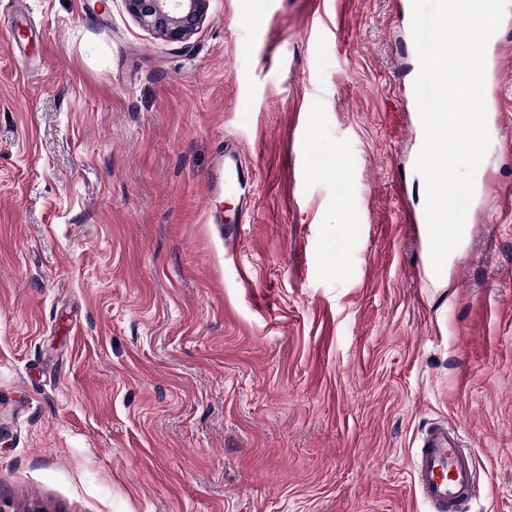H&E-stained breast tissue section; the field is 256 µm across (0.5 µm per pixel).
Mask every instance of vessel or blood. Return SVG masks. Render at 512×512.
I'll return each mask as SVG.
<instances>
[{"label": "vessel or blood", "mask_w": 512, "mask_h": 512, "mask_svg": "<svg viewBox=\"0 0 512 512\" xmlns=\"http://www.w3.org/2000/svg\"><path fill=\"white\" fill-rule=\"evenodd\" d=\"M413 461V481L429 512H462L478 495L474 455L461 447L457 431L445 423L421 436Z\"/></svg>", "instance_id": "obj_1"}]
</instances>
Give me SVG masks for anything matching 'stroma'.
I'll return each instance as SVG.
<instances>
[{"label": "stroma", "mask_w": 512, "mask_h": 512, "mask_svg": "<svg viewBox=\"0 0 512 512\" xmlns=\"http://www.w3.org/2000/svg\"><path fill=\"white\" fill-rule=\"evenodd\" d=\"M8 2L0 507L428 512L411 465L442 421L476 456L469 512H512V56L485 71L511 118L440 285L406 220L399 0H211L183 44L123 0ZM226 140L254 191L214 224Z\"/></svg>", "instance_id": "1"}]
</instances>
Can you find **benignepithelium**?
<instances>
[{"instance_id": "7a95c632", "label": "benign epithelium", "mask_w": 512, "mask_h": 512, "mask_svg": "<svg viewBox=\"0 0 512 512\" xmlns=\"http://www.w3.org/2000/svg\"><path fill=\"white\" fill-rule=\"evenodd\" d=\"M126 10L167 43L187 41L207 18L210 0H123Z\"/></svg>"}]
</instances>
